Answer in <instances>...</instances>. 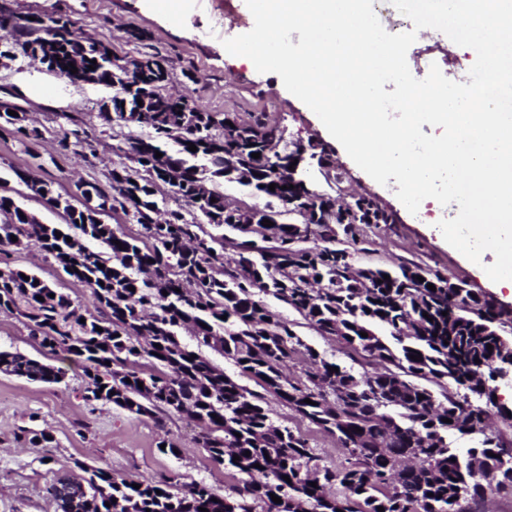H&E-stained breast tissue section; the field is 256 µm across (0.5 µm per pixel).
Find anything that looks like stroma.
Wrapping results in <instances>:
<instances>
[{"label": "stroma", "instance_id": "35a3bbf8", "mask_svg": "<svg viewBox=\"0 0 512 512\" xmlns=\"http://www.w3.org/2000/svg\"><path fill=\"white\" fill-rule=\"evenodd\" d=\"M6 3L20 18L45 13L65 16L76 34L102 41L121 56L160 52L170 74L166 92H194L206 111L230 112L246 120L263 116L283 130L290 143L319 140L324 167L313 173L319 189L327 187L325 170L340 172L346 198H371L397 217L396 223L365 229L349 244L356 268L390 269L412 260L442 276L465 281L474 293L512 313V291L498 287L480 266L448 245L434 216L410 214L387 187L341 152L318 117L288 93L277 74L258 72L225 50L223 40L254 25L243 0H195L193 11L177 20L146 9L143 0ZM373 9L388 33L416 31L407 52L411 72L423 74L435 65L447 77L468 75L475 52L451 51L442 36L415 29L391 0H374ZM131 27L147 32V40L128 38L126 31ZM112 96V89L100 85L70 84L23 53L0 58V106L21 108L26 126L42 133L39 140H26L0 121V177L7 179L16 205L35 214L41 223H63V214L35 196L17 178V171L33 172L64 196L90 183L108 185L113 168L127 160L130 138L141 134L140 128L102 120V113L112 109ZM63 138L68 148H61ZM7 265L35 271L67 294L72 307L92 309L89 291L73 286L38 241L10 255L0 254V268ZM264 303L274 318L294 322L297 334L327 359L351 366L343 345L322 336L288 304L272 296L265 297ZM0 350L24 353L64 372L60 383L50 385L0 374V512H55L47 486L60 475L77 473L82 464L139 482L177 474L182 482H203L223 492L224 468L193 447L197 427L191 419L162 413L154 418L136 416L103 401L86 402L83 395L89 380L82 369L42 348L18 313L0 311ZM269 407L276 424L302 432L320 464L336 463V442L330 435L277 401H270ZM26 428L47 433L50 447L26 441L22 436ZM163 440L176 444L180 455L161 453L157 445Z\"/></svg>", "mask_w": 512, "mask_h": 512}]
</instances>
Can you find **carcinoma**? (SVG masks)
Returning <instances> with one entry per match:
<instances>
[{"mask_svg":"<svg viewBox=\"0 0 512 512\" xmlns=\"http://www.w3.org/2000/svg\"><path fill=\"white\" fill-rule=\"evenodd\" d=\"M1 45L39 55L49 72L72 84L120 86L113 112L100 118L153 135L130 139V159L144 175L121 165L112 169L108 187L90 184L82 191L100 200L98 207L132 216L143 230L139 237L97 222V210L75 209L35 178L28 188L63 210L66 223L42 224L0 194V247L20 249L37 240L72 284L90 292L98 315L71 307L68 295L37 274L11 268L0 269V310L17 311L41 346L82 364L91 384L86 401L109 402L137 416L163 410L193 419L195 447L230 477L222 494L176 476L136 489L109 471L87 468L80 481L58 478L47 487L56 512H309L314 501L322 512H458L460 498L479 503L489 492L512 496V444L483 431L462 456L448 443L450 432L472 435L483 399L496 393L497 373L512 372V340L501 336V312L492 302L473 297L463 281L448 287L437 273L429 274L432 291L414 277L422 271L416 264L360 271L345 249L298 246L284 224L238 222L241 215L224 211V193L214 186L210 196L200 195L205 173L223 178L230 166L240 175L255 174L237 179L254 194L278 200L295 194L280 183L269 190L272 180L265 176L271 149L284 154L286 147L278 129L258 117L239 122L200 109L190 95L164 93L159 53L130 59L129 75L113 68L107 45L75 35L68 21L53 16L10 26L0 20ZM70 64L78 72L66 70ZM188 103L194 111H183ZM166 141L181 146L177 154L162 149ZM191 143L197 151L189 150ZM161 184L195 208L194 220L179 211L163 222L153 219L150 197ZM335 205L330 192L308 202L324 240L353 239L360 224L391 223L364 198L353 201L354 215L345 224L333 217ZM224 227L244 236L234 243L237 258L228 268L226 236L217 233ZM84 236L103 249H88ZM256 236L276 246H260ZM315 281L321 287H311ZM262 294L291 306L321 335L339 336L361 366L382 363L384 371L326 360L298 336L295 323L270 318ZM188 324L195 350L179 341ZM377 325L390 328V339L374 331ZM204 348L232 359L261 391L225 377ZM418 354L421 360L411 359ZM293 355L306 362L298 378L282 371ZM146 359L152 360L148 370L141 364ZM0 373L43 383L63 375L58 367L2 350ZM269 396L333 436L344 463L319 465L306 438L274 424ZM333 487L338 492L331 494Z\"/></svg>","mask_w":512,"mask_h":512,"instance_id":"1","label":"carcinoma"}]
</instances>
